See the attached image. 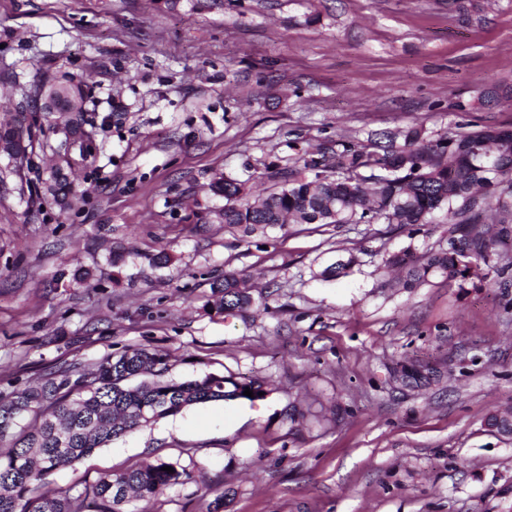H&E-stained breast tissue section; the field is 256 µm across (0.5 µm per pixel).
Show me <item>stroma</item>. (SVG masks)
<instances>
[{"mask_svg":"<svg viewBox=\"0 0 512 512\" xmlns=\"http://www.w3.org/2000/svg\"><path fill=\"white\" fill-rule=\"evenodd\" d=\"M194 2L0 0V103L87 78L92 134L89 156L62 164L68 115L31 112L32 161L0 190V392L144 348L170 378H257L267 393L160 419L40 488L165 461L182 483L126 512H512V442L482 426L512 410V293L383 285L388 253L447 246L444 215L414 234L291 224L242 240L185 220L215 204V172L273 189L309 147L512 126V0ZM59 166L86 191L68 209L43 191ZM350 253L347 274L321 277ZM228 271L266 308L210 311ZM402 364L416 381L394 380Z\"/></svg>","mask_w":512,"mask_h":512,"instance_id":"stroma-1","label":"stroma"}]
</instances>
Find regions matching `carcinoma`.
I'll list each match as a JSON object with an SVG mask.
<instances>
[{
	"label": "carcinoma",
	"instance_id": "1",
	"mask_svg": "<svg viewBox=\"0 0 512 512\" xmlns=\"http://www.w3.org/2000/svg\"><path fill=\"white\" fill-rule=\"evenodd\" d=\"M58 111L84 117L86 81L60 82ZM45 83L20 89L13 109L35 108ZM386 143L343 141L336 149L304 151L280 172L282 183L267 191H251L246 182L220 175L208 191L224 198V206L193 215L195 224H222L243 237L265 235L289 224H388L403 229L428 224L438 211L448 223V247L423 255L406 247L390 254L385 268L398 273L395 282L420 288L441 278L459 288L485 283L492 269L500 288L512 279V128L442 136L424 142L422 131L383 133ZM402 142H397V139ZM506 170L500 183L488 182L487 157ZM211 308L243 315L255 301L250 279L226 273L213 284ZM168 358L133 349L86 370L60 367L39 384L14 389L0 398V512H70L69 492L37 490L45 474L81 460L94 449L183 409L212 401L244 399L245 389L259 398L263 383L246 377L207 374L177 381L165 377ZM512 438V413H493L484 424ZM167 463L147 464L107 473L79 496L95 512H123L128 494L150 500L179 483L184 471L163 470Z\"/></svg>",
	"mask_w": 512,
	"mask_h": 512
}]
</instances>
